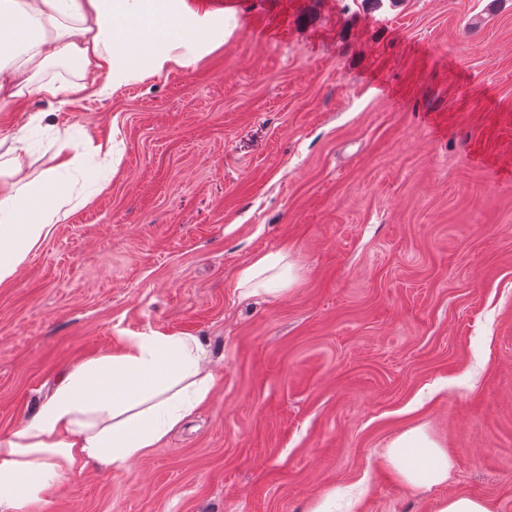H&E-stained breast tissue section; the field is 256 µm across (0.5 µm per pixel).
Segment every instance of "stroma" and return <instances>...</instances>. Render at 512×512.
Here are the masks:
<instances>
[{
	"mask_svg": "<svg viewBox=\"0 0 512 512\" xmlns=\"http://www.w3.org/2000/svg\"><path fill=\"white\" fill-rule=\"evenodd\" d=\"M195 66L0 112L111 141L109 186L0 285V437L148 330L197 337L209 400L158 448L64 474L37 512H512V0H238ZM281 252L292 282L242 298ZM426 425L447 484L381 460ZM283 256L280 253H267L255 257L239 273L238 287L244 298L261 292L272 293L284 288H272L283 284L285 272L278 271ZM437 512H491L490 505L480 498L459 494L439 501Z\"/></svg>",
	"mask_w": 512,
	"mask_h": 512,
	"instance_id": "obj_1",
	"label": "stroma"
}]
</instances>
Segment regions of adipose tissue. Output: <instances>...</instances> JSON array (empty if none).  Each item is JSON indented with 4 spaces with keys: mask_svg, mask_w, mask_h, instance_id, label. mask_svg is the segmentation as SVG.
Listing matches in <instances>:
<instances>
[{
    "mask_svg": "<svg viewBox=\"0 0 512 512\" xmlns=\"http://www.w3.org/2000/svg\"><path fill=\"white\" fill-rule=\"evenodd\" d=\"M224 43L223 11H201L190 0H0V112L31 100L107 95L196 65ZM62 61L77 82L60 86L43 72ZM37 112L11 138L0 161V285L13 280L31 251L62 216L65 178L80 148L57 140V166L21 182L17 156ZM281 254L255 257L239 273L243 297L271 292L285 279ZM205 349L193 336L158 331L130 337L123 351L82 362L28 419L0 438V512H35L63 473L93 464L125 467L155 448L208 400L216 383L203 371ZM387 465L411 488L447 483L451 462L424 426L386 446Z\"/></svg>",
    "mask_w": 512,
    "mask_h": 512,
    "instance_id": "adipose-tissue-1",
    "label": "adipose tissue"
}]
</instances>
